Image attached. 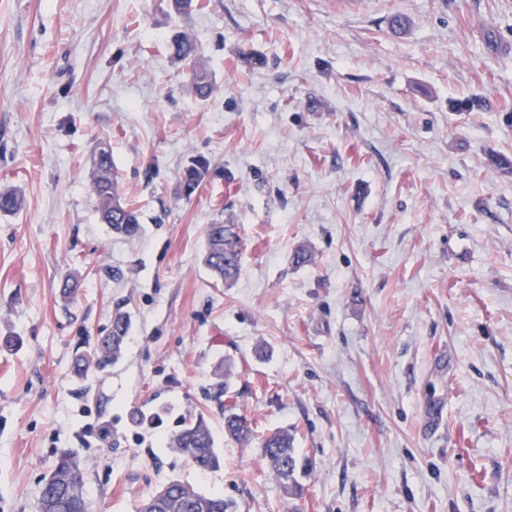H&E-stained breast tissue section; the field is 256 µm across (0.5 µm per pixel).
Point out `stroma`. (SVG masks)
Wrapping results in <instances>:
<instances>
[{
    "label": "stroma",
    "mask_w": 512,
    "mask_h": 512,
    "mask_svg": "<svg viewBox=\"0 0 512 512\" xmlns=\"http://www.w3.org/2000/svg\"><path fill=\"white\" fill-rule=\"evenodd\" d=\"M176 31L208 99L170 58ZM98 140L137 237L99 219ZM491 152L512 159V0H210L185 17L0 0V189L24 200L0 214V512H35L64 449L88 463L90 512H136L172 480L238 512H512V169H487ZM218 219L242 229L230 283L203 262ZM119 312L121 359L74 378ZM220 364L255 436L293 435L301 496L225 438ZM199 414L214 472L169 446ZM170 57L189 69L192 89L196 97L207 99L214 90L212 75L197 55L195 42L185 33H177L169 41ZM206 172V162L194 160L186 166L179 177L180 194L189 199L199 189Z\"/></svg>",
    "instance_id": "35a3bbf8"
}]
</instances>
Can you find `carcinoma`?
Wrapping results in <instances>:
<instances>
[{"label":"carcinoma","mask_w":512,"mask_h":512,"mask_svg":"<svg viewBox=\"0 0 512 512\" xmlns=\"http://www.w3.org/2000/svg\"><path fill=\"white\" fill-rule=\"evenodd\" d=\"M176 14H188L204 8L199 0H168ZM170 57L189 69L192 89L196 97L206 99L214 90L212 75L197 55L195 42L185 33H178L169 41ZM93 154L103 160L93 164L91 190L98 203L102 222L117 233L133 238L141 228L140 214L124 201L117 188V176L112 163V151L98 144ZM206 172V162L194 160L179 177L180 194L189 199L199 189ZM22 199L11 189H0V213L14 214L20 210ZM205 264L224 281L235 279L241 267L242 243L235 224H211L207 228ZM127 332V317L115 315L112 330L99 336L76 355L72 371L78 377L85 376L93 368H101L121 356ZM252 427L247 417L232 408L224 410V436L241 443L251 438ZM169 447L186 455L200 470L221 468L223 459L215 448L212 432L203 416L184 424L170 440ZM259 448L261 457L283 487L295 495L302 492L295 480L298 461L293 449V436L286 430H277L262 437ZM87 463L72 453H60L47 477L42 482L37 499V512H88L84 473ZM238 506L218 494H206L180 482L166 485L165 494L153 495L142 501L138 512H237Z\"/></svg>","instance_id":"cac0c4a2"}]
</instances>
